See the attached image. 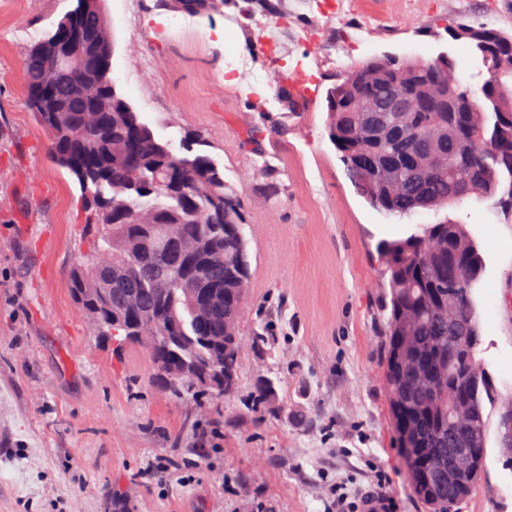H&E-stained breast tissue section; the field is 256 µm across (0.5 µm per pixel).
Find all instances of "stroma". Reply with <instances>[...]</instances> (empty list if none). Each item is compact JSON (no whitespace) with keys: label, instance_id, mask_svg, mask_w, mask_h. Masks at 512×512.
Returning <instances> with one entry per match:
<instances>
[{"label":"stroma","instance_id":"obj_1","mask_svg":"<svg viewBox=\"0 0 512 512\" xmlns=\"http://www.w3.org/2000/svg\"><path fill=\"white\" fill-rule=\"evenodd\" d=\"M226 0L195 16L161 0H104L117 90L165 140L202 134L240 194L250 255L234 393L176 396L139 346L113 355L69 292L91 254L81 190L30 110L24 59L76 0H0V512H336L379 487L424 512L394 443L383 385L381 242L464 224L484 259L473 289L492 378L487 470L461 512H512L499 421L512 405V212L477 196L408 217L359 196L328 138L326 92L371 58L449 53L479 86L449 20L512 33V0ZM313 97L287 107L283 79ZM234 83H227V76ZM273 379L281 410L255 401ZM174 463L166 481L148 465Z\"/></svg>","mask_w":512,"mask_h":512}]
</instances>
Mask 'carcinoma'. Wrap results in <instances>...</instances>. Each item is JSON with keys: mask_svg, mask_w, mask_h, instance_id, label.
I'll return each mask as SVG.
<instances>
[{"mask_svg": "<svg viewBox=\"0 0 512 512\" xmlns=\"http://www.w3.org/2000/svg\"><path fill=\"white\" fill-rule=\"evenodd\" d=\"M102 2L77 0L55 30L30 46L24 61L28 105L49 134L52 157L76 178L90 211L93 255L71 272V295L98 334L117 345L146 348L154 365L183 357L188 370L169 377L173 393L229 394L238 381L250 277L240 196L203 150L201 134L185 133L183 152H175L116 90ZM186 2V10L199 15L224 4ZM62 30L78 39L87 62L56 77L44 55ZM446 31L486 69L478 89L456 78L454 59L445 53L427 62L377 57L350 71L363 76L357 91L381 102L398 87L423 95L430 84L451 79L442 99L427 100L416 112L385 113L409 143L411 166L385 169L383 161L398 145L366 136L363 113L351 107L344 82L327 90L329 139L361 196L387 215L454 206L474 195L512 208V98L500 95V85L512 89V71L499 76L494 70L496 60L512 56V35L453 20ZM505 176L509 189L499 197ZM159 225L192 245L195 277L210 290L206 316L192 310L182 291L184 264L157 244ZM379 252L389 288L383 380L396 447L426 512H448L450 505L459 512L487 467L484 410L492 388L476 358L481 336L472 297L483 259L464 225L450 221L384 242ZM97 268L118 270L120 289L133 292L134 301L122 306ZM139 322L141 334L153 341L129 339ZM221 359L222 378L215 374ZM256 399L278 412L272 380L258 384ZM452 406L473 420L448 416ZM406 433L415 438L409 447ZM459 450L477 460L474 476L448 475Z\"/></svg>", "mask_w": 512, "mask_h": 512, "instance_id": "cac0c4a2", "label": "carcinoma"}]
</instances>
